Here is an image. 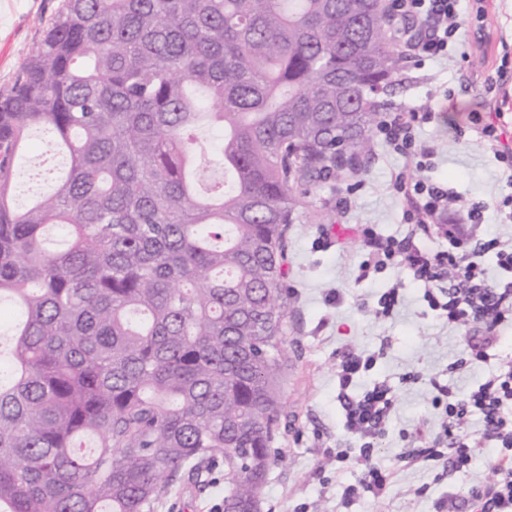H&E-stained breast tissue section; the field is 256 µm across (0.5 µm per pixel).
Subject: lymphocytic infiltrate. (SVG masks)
<instances>
[{
  "label": "lymphocytic infiltrate",
  "mask_w": 512,
  "mask_h": 512,
  "mask_svg": "<svg viewBox=\"0 0 512 512\" xmlns=\"http://www.w3.org/2000/svg\"><path fill=\"white\" fill-rule=\"evenodd\" d=\"M464 3L476 15L487 16L488 0H393L392 9L397 16L415 21L417 35L409 39L408 46L417 57L438 59L447 56L448 44L457 36L460 29L457 18ZM430 118V113L403 109L387 114L378 130L387 144L405 159L394 178L393 189L407 203V223L424 229L430 221H437L438 233L448 245L436 250L423 249L413 240L383 239L372 228L363 227L361 236L366 252L359 266V277L370 278L397 259L412 271L415 279L428 284L443 274H452L447 301H440L431 292L426 295L427 301L432 308L441 310L449 323H482L481 334L469 337L467 345L473 359L493 362L494 370L463 399L439 380H432L431 385L446 401L444 432L455 466L467 465L487 442H497L500 447L492 465V480L471 491L467 500L470 512H512V356L493 355L499 328L507 315L512 314V281L502 286L491 285L483 267L484 256L491 253L498 266L511 273L512 241L486 240L480 236L483 205H471L465 217H450V207L456 202L453 193L422 178L424 159L430 150L418 142L416 130ZM392 403L389 388L382 384L345 407L346 427L366 442L365 449L354 459L358 479L356 484L345 488L346 498L362 493L379 498L387 490L388 475L373 462L368 445L378 436ZM471 414L483 419L480 434L465 429Z\"/></svg>",
  "instance_id": "lymphocytic-infiltrate-1"
}]
</instances>
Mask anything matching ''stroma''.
Wrapping results in <instances>:
<instances>
[{
	"instance_id": "35a3bbf8",
	"label": "stroma",
	"mask_w": 512,
	"mask_h": 512,
	"mask_svg": "<svg viewBox=\"0 0 512 512\" xmlns=\"http://www.w3.org/2000/svg\"><path fill=\"white\" fill-rule=\"evenodd\" d=\"M60 4L0 0V88L13 84L23 55L37 46ZM459 24L466 53L410 63L407 81L388 96L386 109L432 113L417 132L419 142L433 151L424 179L454 192L460 205L488 203L486 224L496 236L512 240V223L505 219L512 210L503 204L512 196L511 173L478 140L468 119L472 112L498 110L500 127L512 132V56L501 58L494 46L503 38L512 43V0H494L484 19L462 8ZM487 79L501 81L506 98H479L474 86ZM403 165V157L372 132L366 167L337 172L302 196L301 217L288 227V368L282 390L288 419L275 440L280 455L262 491V512H441L448 497L465 502L471 489L492 478L487 457L463 470L408 458L411 450L446 442L445 415L434 404L431 379L463 397L494 365L469 356L466 338L479 332V324H448L429 307L425 284L404 265L396 262L371 279L358 278L364 258L360 226L385 238L412 230L403 218L404 202L392 189ZM18 167L29 187L17 199L25 206L47 178L65 174L67 156L36 130ZM392 287L400 290L398 304L389 315L378 314L379 297ZM351 352L375 356L376 364L350 387V397L360 398L382 383L390 388L394 407L374 452L389 475L387 492L347 506L342 492L357 474L336 452L358 453L362 442L345 427L336 367Z\"/></svg>"
}]
</instances>
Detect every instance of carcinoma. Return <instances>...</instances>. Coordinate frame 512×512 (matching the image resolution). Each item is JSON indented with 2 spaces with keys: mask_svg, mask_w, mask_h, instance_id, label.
I'll return each mask as SVG.
<instances>
[{
  "mask_svg": "<svg viewBox=\"0 0 512 512\" xmlns=\"http://www.w3.org/2000/svg\"><path fill=\"white\" fill-rule=\"evenodd\" d=\"M408 62L379 0H63L0 90V512H154L220 467L224 512H261L286 229ZM34 128L68 172L20 209Z\"/></svg>",
  "mask_w": 512,
  "mask_h": 512,
  "instance_id": "obj_1",
  "label": "carcinoma"
}]
</instances>
